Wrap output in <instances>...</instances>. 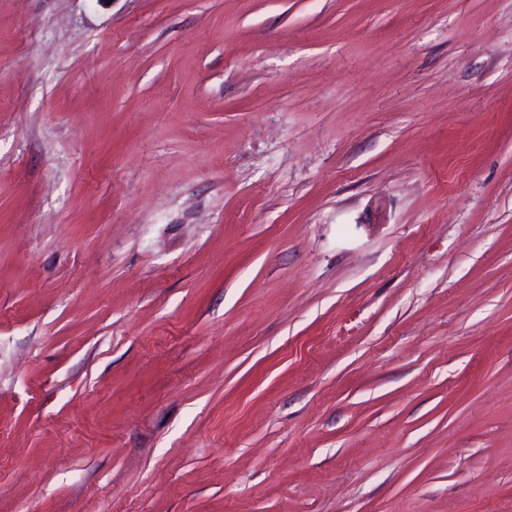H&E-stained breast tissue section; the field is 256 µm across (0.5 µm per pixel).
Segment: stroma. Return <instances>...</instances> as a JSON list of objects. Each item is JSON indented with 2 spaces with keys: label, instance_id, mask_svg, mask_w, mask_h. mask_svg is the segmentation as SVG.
Here are the masks:
<instances>
[{
  "label": "stroma",
  "instance_id": "1",
  "mask_svg": "<svg viewBox=\"0 0 512 512\" xmlns=\"http://www.w3.org/2000/svg\"><path fill=\"white\" fill-rule=\"evenodd\" d=\"M0 512H512V0H0Z\"/></svg>",
  "mask_w": 512,
  "mask_h": 512
}]
</instances>
